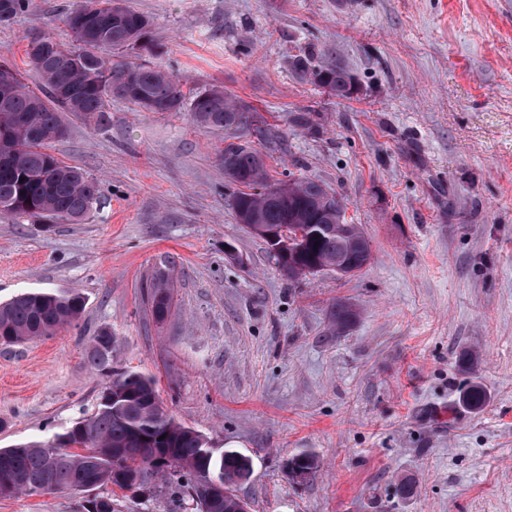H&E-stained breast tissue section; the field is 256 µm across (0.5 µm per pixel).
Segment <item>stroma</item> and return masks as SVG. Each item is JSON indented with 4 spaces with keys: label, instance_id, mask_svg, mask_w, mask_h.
<instances>
[{
    "label": "stroma",
    "instance_id": "obj_1",
    "mask_svg": "<svg viewBox=\"0 0 512 512\" xmlns=\"http://www.w3.org/2000/svg\"><path fill=\"white\" fill-rule=\"evenodd\" d=\"M80 2L28 0L0 25V58L26 70L27 35L68 41ZM128 2L152 22L133 61L253 107L269 175L343 197L372 260L288 281L236 221L224 134L119 98L104 126L69 117L54 153L101 198L78 224L0 218V302L77 289L87 305L52 337L0 346V448L95 411L106 379L82 352L106 327L176 421L251 456L249 512H512V0ZM297 55L344 68L350 96L300 78ZM166 257L160 324L142 280ZM338 298L356 319L334 335ZM473 381L478 410L459 404ZM303 450L320 468L298 485L282 463ZM96 494L0 498V512H83Z\"/></svg>",
    "mask_w": 512,
    "mask_h": 512
}]
</instances>
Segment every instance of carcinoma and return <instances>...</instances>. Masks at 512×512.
<instances>
[{
    "label": "carcinoma",
    "instance_id": "carcinoma-1",
    "mask_svg": "<svg viewBox=\"0 0 512 512\" xmlns=\"http://www.w3.org/2000/svg\"><path fill=\"white\" fill-rule=\"evenodd\" d=\"M28 0H0V25H9ZM64 23L73 45L53 37H28L26 55L41 84L34 91L19 70L0 60V216L33 221L49 218L79 223L100 196L99 182L52 152L69 127L64 115L86 123L109 122V101L121 98L147 112H190L192 121L212 131L265 135L262 117L220 85L191 96L166 73L124 54L146 47L150 20L126 0H83ZM294 68L338 98L351 94L347 72L314 65L307 57ZM227 181L236 186L231 206L237 222L265 239L260 229L274 228L278 240L266 239L281 270L290 278L315 275L340 259L358 273L371 261L369 239L357 224L336 226L344 201L311 178L268 182L263 154L248 140L224 146L218 155ZM165 263L143 287L153 318L162 322L170 309ZM86 297L79 291H24L0 303V345L14 346L50 337L79 319ZM354 317L336 303L329 319L338 330ZM115 336L101 328L84 359L106 375L97 409L91 416L53 434L0 448V498L80 489L93 479L98 487L142 491L152 476L167 478L178 469V508L194 512H236L237 484L252 473V459L235 449L216 448L207 436L173 418L163 407L153 378L115 360ZM487 393L480 385L466 389L460 404L482 408ZM320 463L310 451L283 462V471L316 475ZM223 483L225 495L210 499L211 483Z\"/></svg>",
    "mask_w": 512,
    "mask_h": 512
}]
</instances>
